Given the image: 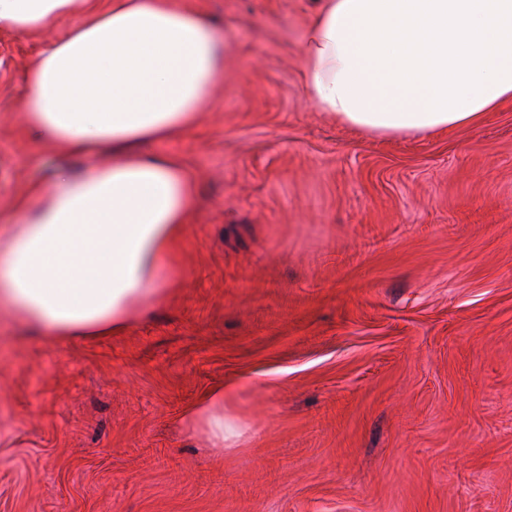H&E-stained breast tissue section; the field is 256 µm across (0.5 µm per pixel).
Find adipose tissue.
Instances as JSON below:
<instances>
[{
	"label": "adipose tissue",
	"instance_id": "ef3b65f1",
	"mask_svg": "<svg viewBox=\"0 0 512 512\" xmlns=\"http://www.w3.org/2000/svg\"><path fill=\"white\" fill-rule=\"evenodd\" d=\"M44 41L23 95L35 143L111 164L61 170L0 226V308L56 340L109 336L170 281L196 184L141 144L193 126L224 81V34L175 0H0V30ZM305 94L386 136L479 125L512 101V0H319L302 39ZM214 447L235 437L215 388L189 416Z\"/></svg>",
	"mask_w": 512,
	"mask_h": 512
}]
</instances>
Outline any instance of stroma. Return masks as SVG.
I'll list each match as a JSON object with an SVG mask.
<instances>
[{"instance_id": "35a3bbf8", "label": "stroma", "mask_w": 512, "mask_h": 512, "mask_svg": "<svg viewBox=\"0 0 512 512\" xmlns=\"http://www.w3.org/2000/svg\"><path fill=\"white\" fill-rule=\"evenodd\" d=\"M224 83L147 152L198 183L179 274L124 331L0 310V512H512V102L380 136L310 103L318 0H183ZM0 32V225L80 162L19 115L44 39ZM224 387L239 437L185 418Z\"/></svg>"}]
</instances>
